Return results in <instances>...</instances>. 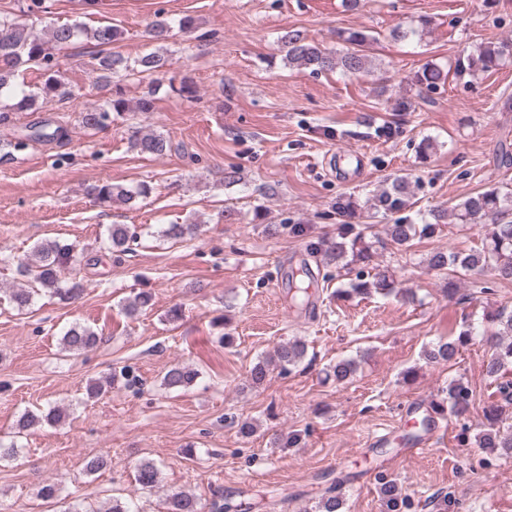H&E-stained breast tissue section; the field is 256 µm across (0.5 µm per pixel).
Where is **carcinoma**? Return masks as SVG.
Listing matches in <instances>:
<instances>
[{"mask_svg":"<svg viewBox=\"0 0 512 512\" xmlns=\"http://www.w3.org/2000/svg\"><path fill=\"white\" fill-rule=\"evenodd\" d=\"M122 38V31L112 25L89 27L80 21L72 23H56L50 27L49 39L43 40L34 35L31 27L15 17L0 15V119H7V112H24L37 109L38 102L57 100L64 102L72 96L65 90L64 76L57 68L56 55L68 50L80 40H85L98 48L96 70L98 79L103 86L112 85V79L129 77L146 73L159 75L166 72L168 58L156 51L135 61H130L110 47ZM280 41L287 48L286 60L290 65L311 69L313 73L342 70L350 76H360L370 72L371 60L365 53V46L370 36L361 30H351L343 38L341 49L327 48L307 41L299 30L285 32ZM512 56V38L500 41H490L478 45L475 52L470 53L460 62V65L477 76L496 69L500 63ZM35 64L42 71V82L34 90L25 89L18 82L23 67ZM417 85L428 91L435 90L444 82L442 70L435 64H429L415 76ZM160 80H155V89L140 98L135 106H130L120 93H115L104 104L85 107L79 111V123L83 128L96 131L108 127L112 117L121 116L128 112H152L155 108V90L161 88ZM59 128L51 127L44 121L30 127V133L24 139L8 144L10 150L0 157L7 159L12 151L25 148L29 142H44L55 139ZM133 146L138 152L160 156L172 150V142L161 134L146 133L133 139ZM411 182L400 176L395 178L390 187L379 196L380 205L389 212H398L406 207V201L411 195ZM148 194L145 185L124 187L110 181L99 183L91 188L90 195L103 205L115 201L125 204L134 202L139 197ZM451 216L457 224H483L491 220L492 230L482 247L452 252L435 251L428 259V267L438 271H448V295L456 293L453 288V277L457 275H478L491 272L495 279L502 282H512V190L502 192L492 188L470 195L451 208ZM442 220V214L437 211L428 213L424 224H395L386 225L385 233L388 240L398 246L407 247L414 237L432 235L436 226ZM198 229L196 224H168L161 231L162 236L172 240H182L193 236ZM140 234L127 224H112L108 228L106 245L118 256L133 251L138 243ZM372 246L366 241L365 229H355L351 224L340 225L336 243L323 250L328 263L354 274L349 287L342 293L349 296H369L374 292L391 293L395 291V280L387 269H379L372 279H364V270L357 268L359 264H367L371 260ZM78 249L72 243L58 239L45 240L33 247L31 257L18 262L20 272L27 278V284L22 288H14L9 294L10 301L19 309L32 305L36 296L48 293L61 301H69L82 292L76 282L66 277V272L77 262ZM312 277L307 267H301L288 274L289 290L294 295L306 297L309 293L307 279ZM489 336L493 353L486 364V372L496 377L506 366L512 365V311L498 309L487 316ZM470 329L460 332L455 340L440 342L425 351L430 361H452L459 354L460 347L467 341ZM98 334L87 326L75 323L63 334L61 344L64 350L71 353H81L97 345ZM307 353L306 344L300 339H292L279 344L274 357L270 360L257 362L250 370L251 384L261 385L270 367L287 370L300 364ZM199 372L193 367L177 363L171 366L163 377L164 386L169 389L183 388L193 385ZM472 392L462 380L453 381L441 401L432 404L431 410L443 414L449 412L455 417L466 414L471 402ZM499 408L491 407L486 411L487 424L477 436L479 447L490 453L512 456V433H503L498 428ZM66 416V409L54 406L39 414L26 412L17 422L20 430H25L36 424L47 423L54 425ZM139 484L145 488H154L160 482V469L151 460H141L135 465ZM344 480L338 479L328 487L318 498L315 512H341L344 505L340 486ZM379 494L383 512H403L410 507L402 489L394 480L380 482ZM168 512H200L195 499L185 493H174L168 500Z\"/></svg>","mask_w":512,"mask_h":512,"instance_id":"obj_1","label":"carcinoma"}]
</instances>
